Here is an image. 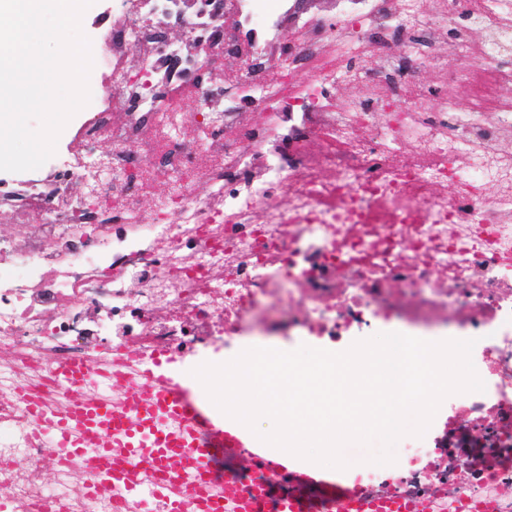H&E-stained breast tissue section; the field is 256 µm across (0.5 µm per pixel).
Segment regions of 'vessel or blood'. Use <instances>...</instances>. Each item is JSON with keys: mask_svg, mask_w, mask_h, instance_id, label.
<instances>
[{"mask_svg": "<svg viewBox=\"0 0 512 512\" xmlns=\"http://www.w3.org/2000/svg\"><path fill=\"white\" fill-rule=\"evenodd\" d=\"M91 369L68 365L57 378L81 388ZM125 411L92 401L75 402L46 424L55 451L88 465L101 483L136 498L160 497L169 512H182L181 490H198L215 463L248 451L258 464L271 460L268 448L238 427L209 400L201 383L154 361ZM279 478L254 494L226 487L219 498L202 500L203 512H363L366 502L351 488L348 471H323L276 463ZM151 474L143 486V474Z\"/></svg>", "mask_w": 512, "mask_h": 512, "instance_id": "obj_1", "label": "vessel or blood"}]
</instances>
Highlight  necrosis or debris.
<instances>
[{
  "instance_id": "4bbe7bcc",
  "label": "necrosis or debris",
  "mask_w": 512,
  "mask_h": 512,
  "mask_svg": "<svg viewBox=\"0 0 512 512\" xmlns=\"http://www.w3.org/2000/svg\"><path fill=\"white\" fill-rule=\"evenodd\" d=\"M325 2L112 0L105 92L0 190V512H167L89 493L33 410L70 407L72 363L125 408L140 363L230 345L259 312L336 345L378 319L474 340L484 391L352 487L512 512V0ZM91 368L86 365H68L56 371L57 379L67 387L80 389L88 379Z\"/></svg>"
}]
</instances>
